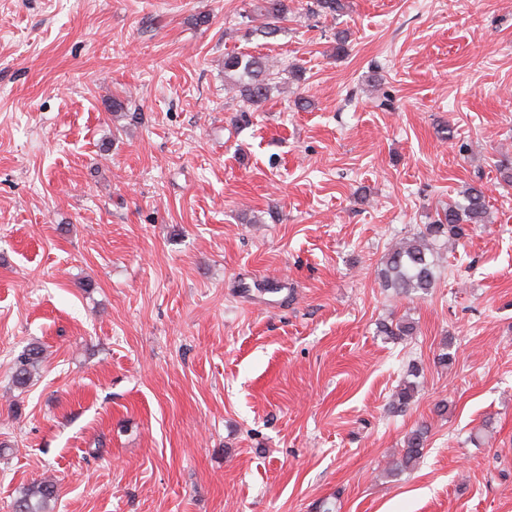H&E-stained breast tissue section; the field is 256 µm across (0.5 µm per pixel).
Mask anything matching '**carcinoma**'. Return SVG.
I'll list each match as a JSON object with an SVG mask.
<instances>
[{
    "mask_svg": "<svg viewBox=\"0 0 512 512\" xmlns=\"http://www.w3.org/2000/svg\"><path fill=\"white\" fill-rule=\"evenodd\" d=\"M344 0H313L309 11L313 15H334L344 9ZM254 10L264 17L265 23L256 32L268 38L277 35L278 23L287 18L289 0H257ZM224 76L234 81L239 93L240 111L252 112L270 96L273 69L261 57L242 53L224 56ZM464 202L448 207L437 214L433 223L425 225L423 235L392 246L386 255L380 275L384 286L398 296H410L428 291L435 281V263L429 254L433 242L446 238L458 241L468 236L469 226L485 223L486 196L479 187L472 186L463 194ZM42 346L31 344L15 360V383L23 387L32 380L42 361ZM428 429L424 426L413 430L405 442L401 457L392 470L399 473L410 470L419 463L427 442ZM59 489L53 481H40L27 487L15 500L14 512H45L48 502L56 498Z\"/></svg>",
    "mask_w": 512,
    "mask_h": 512,
    "instance_id": "cac0c4a2",
    "label": "carcinoma"
}]
</instances>
